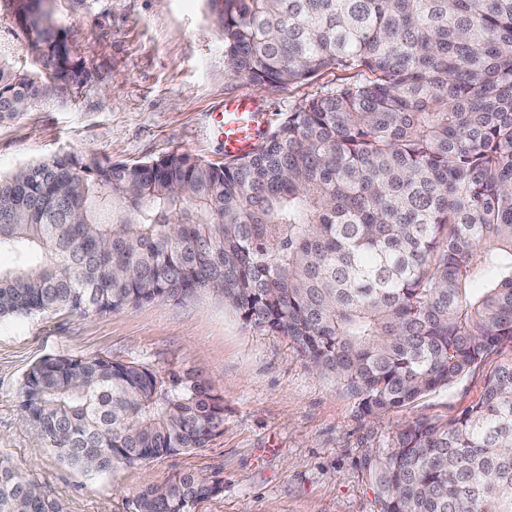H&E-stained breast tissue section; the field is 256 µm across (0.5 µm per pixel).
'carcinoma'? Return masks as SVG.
Segmentation results:
<instances>
[{
  "label": "carcinoma",
  "instance_id": "cac0c4a2",
  "mask_svg": "<svg viewBox=\"0 0 512 512\" xmlns=\"http://www.w3.org/2000/svg\"><path fill=\"white\" fill-rule=\"evenodd\" d=\"M53 0H0V120L90 79ZM229 74L303 101L244 154L55 155L0 174V318L221 299L286 338L370 420L512 345V0H207ZM485 282L475 293L470 283ZM21 408L84 474L203 448L224 399L187 372L108 357L35 362ZM360 466L378 512H512V361L451 422L402 425ZM224 476L150 485L135 512H191ZM0 512H64L0 460Z\"/></svg>",
  "mask_w": 512,
  "mask_h": 512
}]
</instances>
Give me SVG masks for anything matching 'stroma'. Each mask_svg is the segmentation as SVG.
<instances>
[{"mask_svg": "<svg viewBox=\"0 0 512 512\" xmlns=\"http://www.w3.org/2000/svg\"><path fill=\"white\" fill-rule=\"evenodd\" d=\"M90 81L72 100L0 121V173L58 154L145 161L173 151L227 161L221 119L229 98L265 109L264 128L313 95L350 81L328 70L282 87L230 78L206 0H54ZM106 356L190 372L224 399V428L205 447L86 475L66 467L19 403L25 372L47 355ZM505 347L448 388L364 423L355 400L313 374L284 337L243 324L220 300L147 304L87 318L62 311L0 318V460L50 487L64 512H134L147 485L221 472L224 491L192 512H377L359 465L402 424L443 425L478 402Z\"/></svg>", "mask_w": 512, "mask_h": 512, "instance_id": "obj_1", "label": "stroma"}]
</instances>
